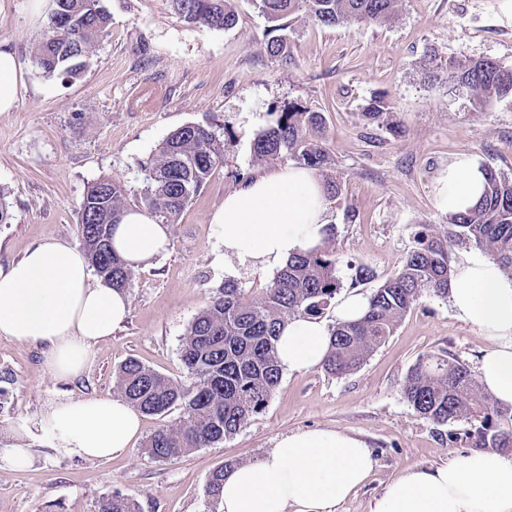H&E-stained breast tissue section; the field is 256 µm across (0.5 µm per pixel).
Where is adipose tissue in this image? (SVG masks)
<instances>
[{
	"instance_id": "adipose-tissue-1",
	"label": "adipose tissue",
	"mask_w": 512,
	"mask_h": 512,
	"mask_svg": "<svg viewBox=\"0 0 512 512\" xmlns=\"http://www.w3.org/2000/svg\"><path fill=\"white\" fill-rule=\"evenodd\" d=\"M484 184L482 169L459 154L438 179L437 203L449 213L466 210ZM328 210L322 177L285 165L225 196L211 222L223 237L225 259L267 271L323 246ZM169 244L167 225L136 208L112 227L115 252L134 267L152 265ZM448 296L457 315L490 343L479 363L484 389L512 406V279L474 256L455 266ZM128 313L127 295L94 279L85 253L71 243L49 237L0 266V336L43 344L45 364L57 378L78 376ZM329 347V327L312 317L289 320L276 343L291 373L321 364ZM140 428V413L127 401L97 395L56 402L38 423L57 453L100 460L129 448ZM376 465L361 438L330 429L291 433L258 461L225 474L220 512H336ZM370 512H512V457L474 449L406 470L385 486Z\"/></svg>"
}]
</instances>
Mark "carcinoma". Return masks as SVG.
<instances>
[{
    "label": "carcinoma",
    "mask_w": 512,
    "mask_h": 512,
    "mask_svg": "<svg viewBox=\"0 0 512 512\" xmlns=\"http://www.w3.org/2000/svg\"><path fill=\"white\" fill-rule=\"evenodd\" d=\"M267 20L265 50L288 58V18L303 11L324 26L383 24L396 0H253ZM172 11L194 26L227 30L238 15L232 0H167ZM110 15L101 0H54L35 55L46 77L74 79L105 33ZM448 78L482 107L512 98V69L489 58L448 61ZM390 112L374 99L364 117L388 124ZM318 112L291 106L253 139L257 162L288 157L321 171L327 156L311 132L321 130ZM224 134L210 126L191 124L171 132L158 154L142 169L139 197L128 198L125 184L110 178L89 183L79 205L78 233L88 262L106 285L130 287L133 268L112 249V225L133 206L146 210L158 224L177 223L191 199L224 161ZM481 202L448 215V235L422 233L401 270L369 297L357 320L331 328L330 349L323 368L342 376L357 369L389 336L425 290L448 296L452 275L448 246L470 242L485 249L512 278V175L485 170ZM341 282L336 259L328 247L291 257L277 271L259 300L226 282L191 322L181 344V360L191 381L177 382L129 358L116 373L123 397L150 415L182 412L180 424L155 431L145 449L158 460H174L196 448H208L235 434L249 417L262 410L279 385L281 369L275 341L281 325L296 316L323 313ZM403 394L413 408L438 425L464 420L475 448L512 453V407L504 408L481 392L468 369L457 361L428 355L406 377ZM222 465L206 486L208 512H219L224 486ZM97 512H140L132 498L113 494L101 498Z\"/></svg>",
    "instance_id": "cac0c4a2"
}]
</instances>
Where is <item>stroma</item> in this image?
Segmentation results:
<instances>
[{
  "label": "stroma",
  "mask_w": 512,
  "mask_h": 512,
  "mask_svg": "<svg viewBox=\"0 0 512 512\" xmlns=\"http://www.w3.org/2000/svg\"><path fill=\"white\" fill-rule=\"evenodd\" d=\"M501 2L397 0L380 25L325 27L299 12L281 61L263 50L267 22L252 0H233L238 23L229 30L188 24L166 0H102L111 23L71 81L45 77L35 63L46 17L32 0H0V42L16 53L23 80L14 109L0 112V188L11 214L0 224V265L50 236L78 242L87 184L110 177L138 195L143 166L173 130L208 125L226 142L223 164L171 225L167 251L134 269L128 319L94 348L79 378H55L41 345L0 337V448L23 446L32 456L27 468H0V512H96L99 499L116 492L140 512H207L214 468L256 461L282 436L312 429L341 430L371 448L375 470L338 510L370 512L404 470L471 450L467 422L435 424L403 394L420 358L442 356L473 372L489 347L448 298L427 291L360 367L339 377L319 366L283 373L265 408L236 434L178 459H154L142 444L178 425L176 411L142 416L141 441L107 461L59 455L47 435L16 427L36 424L63 399L118 396L116 370L129 358L184 380V334L219 287L233 280L262 296L273 272L225 263L211 216L244 179L276 168L254 162L252 140L288 106L323 117L326 173L341 184L328 212L340 296H370L402 268L418 232L446 236L438 175L460 153L512 173V99L476 106L447 78L429 77L425 61L486 57L512 68V19ZM379 95L394 130L363 116Z\"/></svg>",
  "instance_id": "obj_1"
}]
</instances>
